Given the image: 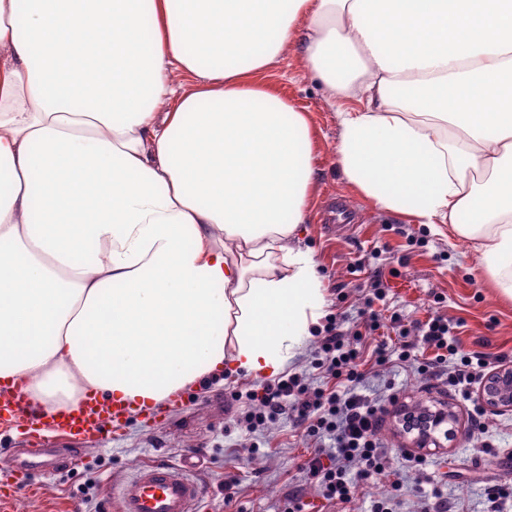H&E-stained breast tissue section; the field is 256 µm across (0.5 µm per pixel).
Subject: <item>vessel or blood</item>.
Masks as SVG:
<instances>
[{"mask_svg":"<svg viewBox=\"0 0 512 512\" xmlns=\"http://www.w3.org/2000/svg\"><path fill=\"white\" fill-rule=\"evenodd\" d=\"M28 410L18 389L0 388V423L26 418L32 424L23 456L9 454L0 460L1 485L17 486L30 472L47 469L53 451L44 441L45 432L77 439L102 433L105 423L119 425L128 417L122 403L92 397L75 411L32 417ZM194 466L189 459L179 465L151 462L137 466L121 483L118 497L112 502L113 512H202L203 489L190 475Z\"/></svg>","mask_w":512,"mask_h":512,"instance_id":"1","label":"vessel or blood"}]
</instances>
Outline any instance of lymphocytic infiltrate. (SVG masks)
Segmentation results:
<instances>
[{
	"label": "lymphocytic infiltrate",
	"mask_w": 512,
	"mask_h": 512,
	"mask_svg": "<svg viewBox=\"0 0 512 512\" xmlns=\"http://www.w3.org/2000/svg\"><path fill=\"white\" fill-rule=\"evenodd\" d=\"M390 321L401 336L399 346L377 348L375 362L414 364L419 345L436 351L430 364L421 366L428 373L447 383L450 390L467 396L471 384L487 364L480 352L464 351L458 339L460 321L434 314L426 321L407 328L401 315L392 314ZM343 319L329 317L323 334L317 340L313 369L325 371L332 386H311L304 374L293 373L260 384L259 388L234 393L243 409L237 422L251 440V454H258L260 445L254 436L275 429L283 417H290L301 435L313 439L316 448L299 469L328 502H350L363 486L372 484L388 469L389 456L377 432L386 411L385 401L363 394L364 379L362 347L366 336L381 326V316L371 308L363 313L362 329L347 337ZM416 341H409V334Z\"/></svg>",
	"instance_id": "obj_1"
}]
</instances>
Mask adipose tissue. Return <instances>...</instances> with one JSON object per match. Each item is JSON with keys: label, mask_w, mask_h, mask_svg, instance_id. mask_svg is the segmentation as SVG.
I'll return each mask as SVG.
<instances>
[{"label": "adipose tissue", "mask_w": 512, "mask_h": 512, "mask_svg": "<svg viewBox=\"0 0 512 512\" xmlns=\"http://www.w3.org/2000/svg\"><path fill=\"white\" fill-rule=\"evenodd\" d=\"M291 46L360 104L347 183L512 300V0H0V381L35 413L274 375L317 325L314 133L258 80Z\"/></svg>", "instance_id": "obj_1"}]
</instances>
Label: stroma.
Here are the masks:
<instances>
[{"label": "stroma", "mask_w": 512, "mask_h": 512, "mask_svg": "<svg viewBox=\"0 0 512 512\" xmlns=\"http://www.w3.org/2000/svg\"><path fill=\"white\" fill-rule=\"evenodd\" d=\"M260 79L305 107L316 133L317 195L300 245L317 263L325 314L343 316L346 329L357 330L370 290L368 271L354 266L360 259L388 271V311L408 321L425 319L431 312L463 320L459 339L464 351L491 356L494 369L498 355L512 357V302L501 299L491 286L477 263L473 242L420 229L373 206L345 181L336 163V111L321 81L306 71L299 50L288 48ZM365 373L367 388L382 394L394 389L397 403L411 408L449 405L459 418L452 441L419 450L401 431L395 412L386 415L381 436L391 459L378 487L399 485L400 512H424L425 507L415 474L403 459L407 453L426 458L432 482L461 501L464 512H485V488L512 484V411L486 410L480 430L469 417L470 402L440 380L419 374L416 367L388 364L366 368ZM260 382V377L228 368L221 380L186 388L156 423L134 416L108 440L81 441L75 466L31 477L0 512H107L113 482L132 468L157 459L177 464L187 455L200 460L193 476L207 492V512H276L295 495L305 504L303 512H366L364 489L336 506L317 497L298 469L315 445L291 422L271 432L259 455L242 448L231 419V396ZM228 475L238 481L230 499L224 492Z\"/></svg>", "instance_id": "35a3bbf8"}]
</instances>
